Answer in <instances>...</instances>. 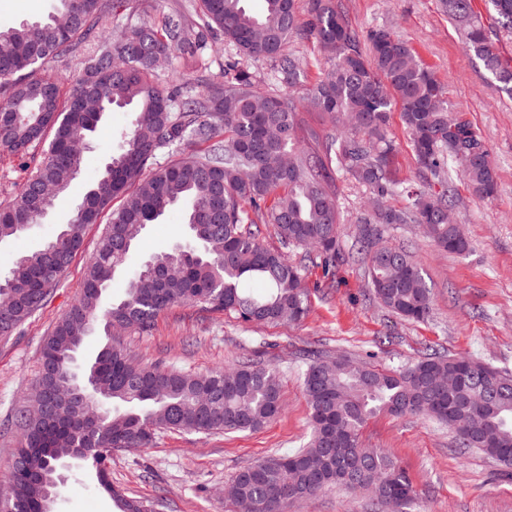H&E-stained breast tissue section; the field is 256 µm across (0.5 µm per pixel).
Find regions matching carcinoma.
I'll list each match as a JSON object with an SVG mask.
<instances>
[{
    "instance_id": "obj_1",
    "label": "carcinoma",
    "mask_w": 512,
    "mask_h": 512,
    "mask_svg": "<svg viewBox=\"0 0 512 512\" xmlns=\"http://www.w3.org/2000/svg\"><path fill=\"white\" fill-rule=\"evenodd\" d=\"M56 0L45 18L0 28V154L19 162L26 176L0 201V241L40 223L45 183L67 190L103 115L132 108V128L111 156L112 168L75 205L69 223L40 248L25 252L0 276V341L8 342L43 309L64 271L82 250L90 224L105 225L76 300L55 321L40 351L39 368L51 367L57 386L91 379L81 395L53 407L35 425L22 411L11 417L19 441L0 482V512H47L56 498V472L69 462L89 465L115 512L142 503L115 488L111 448H148L153 431L209 433L253 431L283 410L276 369L242 362L204 373L139 361L121 336L108 330L148 333L176 304L223 312L243 323H299L310 311L305 273L346 261L341 246L337 175L365 185L371 214L357 228L371 295L408 321H422L430 289L413 254L384 240L388 226L414 224L445 251L462 254L469 242L448 221L457 196L455 163L478 197L493 196L497 173L491 153L470 123L448 105L446 87L418 53L384 27L366 32L346 18L339 0H309L307 17L297 0H264L255 15L246 0H191L159 22L125 23L117 38L91 44L81 73L67 92L46 69L73 56L124 0ZM498 31L512 36V0H489ZM448 17L462 26L465 46L486 72L512 94V66L474 15L472 0H445ZM222 36L240 58L224 62V80L206 77L210 40ZM315 41L324 56L316 81L302 86L309 62L288 45ZM371 46L370 54L362 43ZM192 62L199 76L181 82L159 56ZM272 62L277 89L259 92L249 63ZM95 90L99 114L79 100ZM398 108L419 169L416 186L393 174L396 141L389 120ZM319 113L328 130L309 140L298 124L301 110ZM43 157L36 160L37 149ZM442 190L435 191L434 185ZM400 197L396 208L390 200ZM185 205L187 243L153 257L170 267L156 291L139 288L146 268L129 279L123 298L105 307L104 290L149 224ZM273 227L279 246L252 229ZM263 283L256 293L245 287ZM103 329L106 343L86 368L77 353ZM310 408V438L303 448L262 458L235 477V512H288L297 501L341 487L364 492L379 507L386 490L410 504L414 487L398 460L364 448L361 432L381 413L422 415L448 426L457 447L476 448L512 466V376L468 357L430 354L399 370L345 358L329 365L312 355L303 373Z\"/></svg>"
}]
</instances>
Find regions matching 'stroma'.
<instances>
[{
  "label": "stroma",
  "instance_id": "1",
  "mask_svg": "<svg viewBox=\"0 0 512 512\" xmlns=\"http://www.w3.org/2000/svg\"><path fill=\"white\" fill-rule=\"evenodd\" d=\"M353 26H384L407 41L448 88L452 109L460 111L489 147L498 177L495 196L474 197L460 170L452 185L459 204L454 214L470 243L459 255L438 249L411 224L390 226L385 238L413 251L431 289L430 314L413 323L389 313L372 297L362 262L336 274V285L321 287L322 270L309 268L310 312L298 324H244L224 313L178 305L161 314L151 332L127 336L148 364L175 365L197 372L251 359L276 368L284 410L264 427L211 434L161 430L154 444L112 453L115 485L158 512H229L224 492L238 471L253 461L305 445L310 410L303 391L302 357L311 352L341 354L372 366L398 369L426 354L471 357L512 373V98L469 52L441 0H341ZM134 116L109 112L84 154L79 177L54 209L25 235L0 241V274L14 258L40 246L93 184L122 131ZM341 243L350 246L359 218L370 205L367 188L339 176ZM102 225L87 227L84 246L66 270L51 301L22 334L0 344V472L17 445L5 422L23 403L38 373V353L53 322L77 297ZM184 209H170L147 225L126 264L108 288L106 301L122 298L129 277L157 253L184 243ZM364 447L394 456L415 490L408 512H512V468L473 450L460 453L450 430L423 416L380 415L362 430ZM54 512H114L94 473L69 468ZM288 512H372L369 499L342 488L292 504Z\"/></svg>",
  "mask_w": 512,
  "mask_h": 512
}]
</instances>
